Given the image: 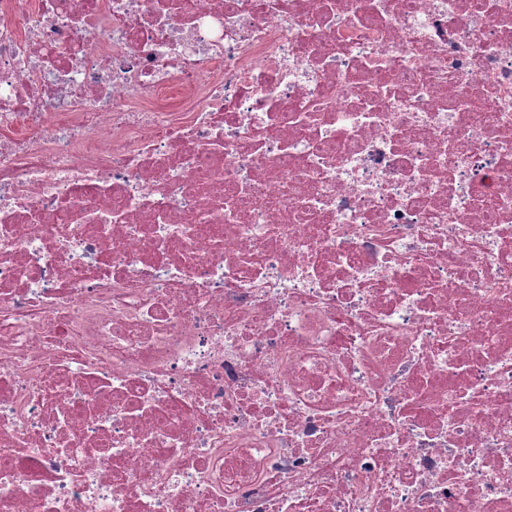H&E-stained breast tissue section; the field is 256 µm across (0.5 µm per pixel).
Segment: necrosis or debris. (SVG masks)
<instances>
[{"label": "necrosis or debris", "mask_w": 512, "mask_h": 512, "mask_svg": "<svg viewBox=\"0 0 512 512\" xmlns=\"http://www.w3.org/2000/svg\"><path fill=\"white\" fill-rule=\"evenodd\" d=\"M0 512H512V0H0Z\"/></svg>", "instance_id": "1"}]
</instances>
